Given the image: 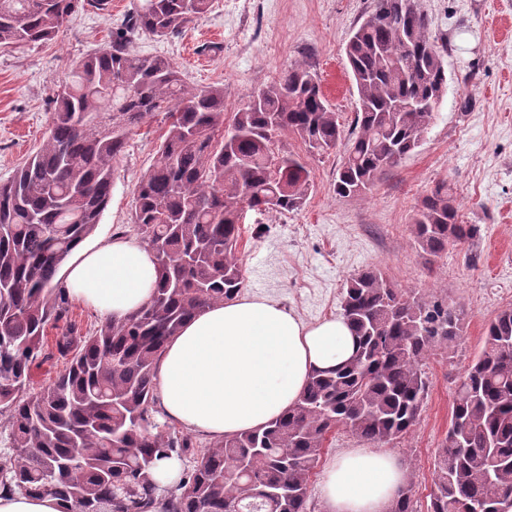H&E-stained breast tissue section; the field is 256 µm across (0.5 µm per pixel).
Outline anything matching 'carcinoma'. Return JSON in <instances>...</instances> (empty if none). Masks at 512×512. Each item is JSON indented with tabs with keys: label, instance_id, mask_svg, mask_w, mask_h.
<instances>
[{
	"label": "carcinoma",
	"instance_id": "1",
	"mask_svg": "<svg viewBox=\"0 0 512 512\" xmlns=\"http://www.w3.org/2000/svg\"><path fill=\"white\" fill-rule=\"evenodd\" d=\"M87 5L105 11L108 0H0V49L54 39ZM209 7L137 0L111 45L73 64L45 140L0 183V412L13 444L0 460V487L51 495L63 512H153V472L172 457L187 469L166 490V512H314L309 481L326 436L340 427L373 443L406 435L428 394L426 359L462 331L464 310L408 295L368 268L350 278L341 302L358 337L355 355L314 375L288 414L203 447L158 420L156 366L167 342L244 286L243 208L297 210L313 189L306 163L278 136L319 153L342 134L317 75L302 64L228 120L224 87L190 88L169 57L129 51L133 38L179 33ZM428 27L416 0H374L351 34L345 52L359 111L337 196L369 190L430 125L423 106L441 98L448 77ZM153 112L168 126L137 185L132 223L159 280L138 311L84 333L55 277L99 223L130 131ZM412 234L436 256L468 242L476 227L459 221L451 189L439 186L423 199ZM62 320L55 346L68 363L33 393L46 327ZM413 485L411 476L390 512H418ZM428 512H512V308L490 320L459 381Z\"/></svg>",
	"mask_w": 512,
	"mask_h": 512
}]
</instances>
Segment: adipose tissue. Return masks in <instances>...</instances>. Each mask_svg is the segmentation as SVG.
Instances as JSON below:
<instances>
[{
    "instance_id": "obj_1",
    "label": "adipose tissue",
    "mask_w": 512,
    "mask_h": 512,
    "mask_svg": "<svg viewBox=\"0 0 512 512\" xmlns=\"http://www.w3.org/2000/svg\"><path fill=\"white\" fill-rule=\"evenodd\" d=\"M158 277L151 250L117 237L78 246L65 286L119 320L150 300ZM356 349L341 316L308 324L272 299L216 304L188 319L165 347L156 377L163 412L213 439L258 429L286 415L314 374L336 370ZM406 476L391 452L354 448L327 467L322 497L328 512H389Z\"/></svg>"
}]
</instances>
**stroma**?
Wrapping results in <instances>:
<instances>
[{"mask_svg":"<svg viewBox=\"0 0 512 512\" xmlns=\"http://www.w3.org/2000/svg\"><path fill=\"white\" fill-rule=\"evenodd\" d=\"M132 2L110 0L105 13L81 11L52 42L0 49V182L42 143L56 91L73 63L111 42ZM417 5L430 36L444 47L448 74L419 146L366 194L342 198L334 180L346 142L329 153L308 155L300 141L282 135L289 150L305 154L314 187L300 210L245 211L239 250L242 296L279 301L308 323L340 315L346 281L366 268L382 270L414 296L439 298L465 311L454 346L434 351L427 361L429 390L418 421L404 438L386 445L414 473L417 508L427 512L456 387L483 348L490 319L512 307V0H417ZM372 8L373 0H212L208 13L178 35L144 34L129 49L170 57L188 86L223 87L229 116L289 65L305 64L319 77L348 133L359 104L345 47ZM465 100L466 110L460 107ZM166 127L164 114L156 113L133 129L114 172L111 199L87 244L119 232L137 239L131 224L134 192L157 157ZM441 185L451 187L460 221L476 225L478 233L472 242L429 256L411 229L423 198ZM362 445L347 430L329 434L310 478L316 512H327L321 495L327 464Z\"/></svg>","mask_w":512,"mask_h":512,"instance_id":"35a3bbf8","label":"stroma"}]
</instances>
